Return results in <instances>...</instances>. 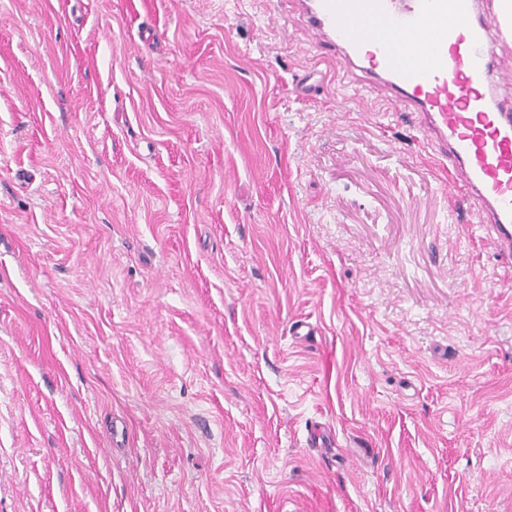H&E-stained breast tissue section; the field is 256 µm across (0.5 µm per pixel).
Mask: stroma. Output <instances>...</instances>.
Wrapping results in <instances>:
<instances>
[{"instance_id": "obj_1", "label": "stroma", "mask_w": 512, "mask_h": 512, "mask_svg": "<svg viewBox=\"0 0 512 512\" xmlns=\"http://www.w3.org/2000/svg\"><path fill=\"white\" fill-rule=\"evenodd\" d=\"M299 13L0 0V512H512V257Z\"/></svg>"}]
</instances>
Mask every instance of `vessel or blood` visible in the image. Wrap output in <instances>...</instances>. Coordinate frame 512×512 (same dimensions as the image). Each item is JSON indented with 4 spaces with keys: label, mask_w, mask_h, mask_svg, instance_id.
<instances>
[{
    "label": "vessel or blood",
    "mask_w": 512,
    "mask_h": 512,
    "mask_svg": "<svg viewBox=\"0 0 512 512\" xmlns=\"http://www.w3.org/2000/svg\"><path fill=\"white\" fill-rule=\"evenodd\" d=\"M308 42L333 43L338 69L370 74L422 139L447 160L459 206L512 255V104L497 99L494 47H512V8L478 15L476 0H299ZM455 14L435 39L430 20Z\"/></svg>",
    "instance_id": "b4317fda"
}]
</instances>
